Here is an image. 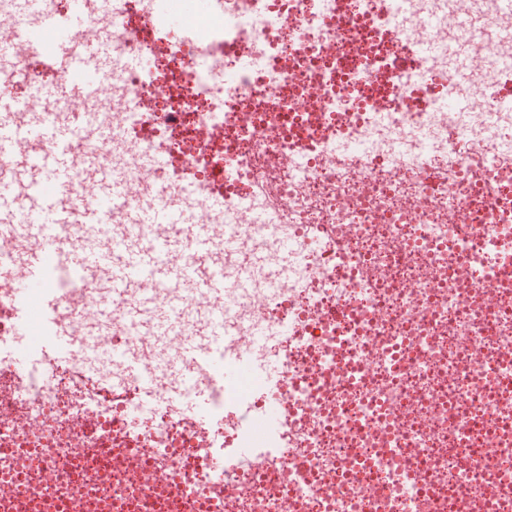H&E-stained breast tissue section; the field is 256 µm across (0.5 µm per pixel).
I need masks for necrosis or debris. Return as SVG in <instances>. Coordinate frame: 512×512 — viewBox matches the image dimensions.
<instances>
[{"mask_svg": "<svg viewBox=\"0 0 512 512\" xmlns=\"http://www.w3.org/2000/svg\"><path fill=\"white\" fill-rule=\"evenodd\" d=\"M205 37H173L156 0H86L109 37L101 148L126 210L188 190L252 287L224 320L262 332L283 385L225 401L208 371L112 328L84 338L100 274L51 282L66 362L14 364L22 240L0 237V512H512V13L499 0H214ZM464 39L466 77L448 63ZM12 83L49 108L50 68L15 47ZM145 57L148 71L127 66ZM253 59V68L240 66ZM152 364L141 397L125 360ZM207 391L215 413L196 419ZM279 422L255 436L253 421ZM42 480L30 498L28 478Z\"/></svg>", "mask_w": 512, "mask_h": 512, "instance_id": "necrosis-or-debris-1", "label": "necrosis or debris"}]
</instances>
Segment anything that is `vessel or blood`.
Listing matches in <instances>:
<instances>
[{
	"label": "vessel or blood",
	"instance_id": "b4317fda",
	"mask_svg": "<svg viewBox=\"0 0 512 512\" xmlns=\"http://www.w3.org/2000/svg\"><path fill=\"white\" fill-rule=\"evenodd\" d=\"M72 4V17L62 26L45 12L44 0H23L25 11L40 19L38 27L23 32V39L46 52L62 76L52 97V114L0 98V126L10 129L0 138V230L30 243L25 276L16 284L18 294L29 297L18 333L42 338L46 351L57 360L69 354L72 339L54 325L57 296L45 287L51 271L106 270L107 288L127 300L117 316L125 329L156 342L166 341L178 329L179 317L190 305L188 289L220 298L226 288L223 270L209 262L213 229L197 220L183 197L170 198L161 209L127 213L131 234L101 246L100 238L112 223V204L123 196L125 185L113 180L112 167L101 153L88 151L79 157L74 147L82 128L101 121L97 97L112 51L106 46L101 56L87 55L82 38L87 26L84 0ZM162 7L165 19L183 28L202 29L203 17L212 14L207 8L202 16H189L183 0H163ZM23 141L46 142L51 149L35 159L20 151ZM81 168L93 176L95 201L75 208L69 199ZM21 210L29 223L16 222ZM162 222L168 224V232L154 236V226ZM74 225L86 234L84 245L77 249L70 248L65 237L66 229ZM251 343V337L230 330L222 311L215 310L198 323L196 337L176 348L173 362L207 368L223 378L225 394H240L266 379L248 360ZM231 344L237 357L224 353Z\"/></svg>",
	"mask_w": 512,
	"mask_h": 512
}]
</instances>
